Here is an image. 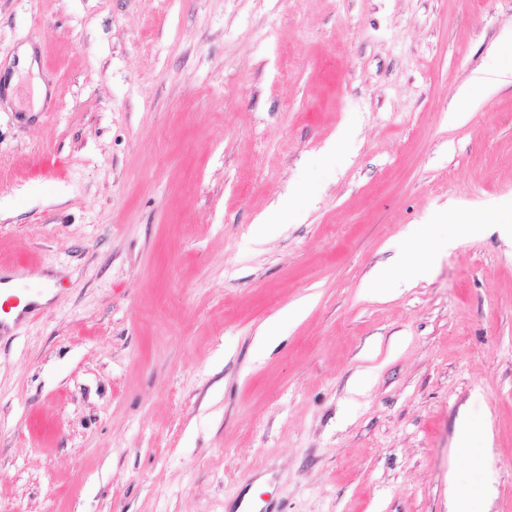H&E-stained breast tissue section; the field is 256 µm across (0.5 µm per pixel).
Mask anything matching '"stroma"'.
<instances>
[{
    "instance_id": "1",
    "label": "stroma",
    "mask_w": 512,
    "mask_h": 512,
    "mask_svg": "<svg viewBox=\"0 0 512 512\" xmlns=\"http://www.w3.org/2000/svg\"><path fill=\"white\" fill-rule=\"evenodd\" d=\"M512 0H0V512H512ZM336 143L335 155L325 148ZM289 201L286 224L260 217ZM278 340L257 341L268 319ZM425 227H412L408 234L411 239L417 242L416 251L412 256L403 259V263L407 264L411 277L403 279L401 284L408 285L413 279L425 277L432 265L433 256L438 249L455 248L461 244L464 236L459 233L454 238H444L434 241L428 240L424 233ZM475 469L481 474L478 489L459 490L457 492L455 483L451 480V496L449 512H486L480 510L481 501L492 494V486L487 471L478 456H472Z\"/></svg>"
}]
</instances>
